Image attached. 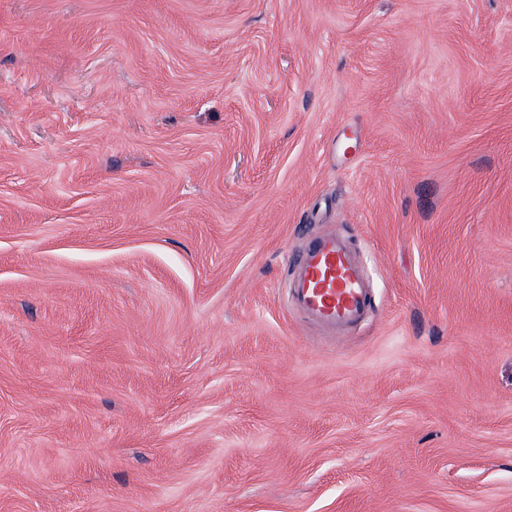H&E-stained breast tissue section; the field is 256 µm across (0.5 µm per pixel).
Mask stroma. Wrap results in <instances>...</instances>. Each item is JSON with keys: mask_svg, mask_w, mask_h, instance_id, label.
Listing matches in <instances>:
<instances>
[{"mask_svg": "<svg viewBox=\"0 0 512 512\" xmlns=\"http://www.w3.org/2000/svg\"><path fill=\"white\" fill-rule=\"evenodd\" d=\"M0 512H512V0H0ZM295 297L303 314L336 334L363 320L374 293L346 240L336 232L309 239L292 262Z\"/></svg>", "mask_w": 512, "mask_h": 512, "instance_id": "1", "label": "stroma"}]
</instances>
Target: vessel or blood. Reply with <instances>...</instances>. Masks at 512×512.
Wrapping results in <instances>:
<instances>
[{
	"label": "vessel or blood",
	"instance_id": "vessel-or-blood-1",
	"mask_svg": "<svg viewBox=\"0 0 512 512\" xmlns=\"http://www.w3.org/2000/svg\"><path fill=\"white\" fill-rule=\"evenodd\" d=\"M292 276L301 311L329 333L360 322L373 305L374 293L341 234L309 239L292 263Z\"/></svg>",
	"mask_w": 512,
	"mask_h": 512
}]
</instances>
